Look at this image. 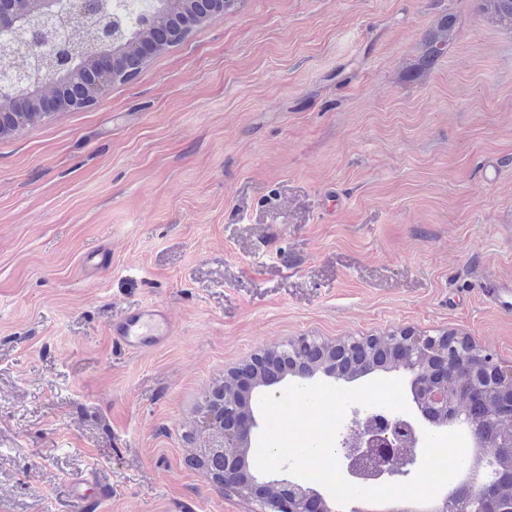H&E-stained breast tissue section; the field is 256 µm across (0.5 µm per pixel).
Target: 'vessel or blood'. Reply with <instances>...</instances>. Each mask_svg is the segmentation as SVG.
Instances as JSON below:
<instances>
[{
	"instance_id": "obj_1",
	"label": "vessel or blood",
	"mask_w": 512,
	"mask_h": 512,
	"mask_svg": "<svg viewBox=\"0 0 512 512\" xmlns=\"http://www.w3.org/2000/svg\"><path fill=\"white\" fill-rule=\"evenodd\" d=\"M482 296L499 310H512V281L487 280ZM171 333L172 323L167 310L153 304L125 313L113 321L110 328L114 343L133 351L157 345ZM68 489L73 502L83 507L102 503L112 495L111 486L100 483L91 470L72 478Z\"/></svg>"
}]
</instances>
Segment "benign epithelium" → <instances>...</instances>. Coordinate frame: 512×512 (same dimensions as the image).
<instances>
[{"instance_id":"7a95c632","label":"benign epithelium","mask_w":512,"mask_h":512,"mask_svg":"<svg viewBox=\"0 0 512 512\" xmlns=\"http://www.w3.org/2000/svg\"><path fill=\"white\" fill-rule=\"evenodd\" d=\"M59 0H0V40L33 36L42 24L63 20ZM68 39L53 50L38 49L33 55L36 74L11 69L8 53H0V112L37 113L53 110L80 111L94 105L119 72L129 73L132 58L144 54L140 40L127 52H99L84 56L76 52L85 31L69 19ZM123 37L122 20L100 26L94 35L102 45ZM399 355L398 365L411 373L413 399L422 414L439 426L463 421L478 441L480 453L468 468L485 464L486 476L465 481L452 491L465 492L474 500L473 512H512V468L506 467L500 450L512 447V372L502 368L494 354L472 347L464 338L448 335L419 336L401 332L375 338ZM288 368L274 376H264L253 367L267 361L271 352L257 356L238 371L232 392L220 389L208 396L207 427L212 442L202 455L224 457V477L241 479L243 492L258 502L262 512H308L310 499L319 496L297 483L279 480L262 473L252 474L246 467L251 437L261 427L253 400L265 395L280 397V385L291 381L309 385L316 372L338 382L343 376L330 362L313 352L312 341L301 337L279 350ZM476 400L484 406L493 429L483 432L479 423L467 416L460 419L459 407ZM424 429L413 419L376 410H356L348 433L337 448L347 475L362 481H388L406 476L419 462L424 449Z\"/></svg>"}]
</instances>
